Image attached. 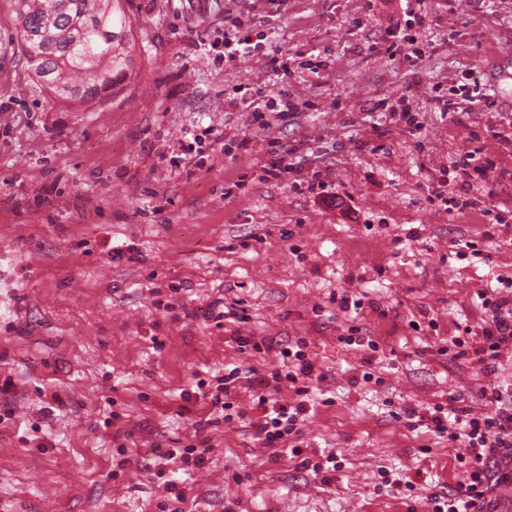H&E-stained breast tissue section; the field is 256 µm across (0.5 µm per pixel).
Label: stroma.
<instances>
[{
  "label": "stroma",
  "mask_w": 512,
  "mask_h": 512,
  "mask_svg": "<svg viewBox=\"0 0 512 512\" xmlns=\"http://www.w3.org/2000/svg\"><path fill=\"white\" fill-rule=\"evenodd\" d=\"M403 8L129 0L134 70L102 102L80 106L51 100L30 76L19 22L0 0V512H159L165 492L149 467L201 433L212 445L207 464L175 473L185 512H430L431 495L456 485L461 448L392 412L451 392L471 397L478 378L493 383L438 349L457 324L480 322L478 291L512 278V229L492 228L481 257L455 258L480 216L427 200L478 118L453 122L419 99L417 140L372 108L406 94L413 78L373 51ZM229 10L256 45L234 64L224 61ZM426 10L430 48L418 76L433 84L449 66L474 69L512 121V13L496 0H427ZM275 50L321 54L329 67L292 65L290 85L314 107L268 113L262 129L250 113L226 111L224 97L267 80ZM244 137L249 152L232 150ZM273 143L333 182L331 195L261 179ZM187 150L200 163L191 174L171 163ZM247 171L248 185L225 196ZM341 290L362 296L361 309L330 304ZM218 298L247 322L219 328L198 315ZM430 319L436 329L410 326ZM350 322L383 348L381 383L358 382L364 353L338 340ZM238 334L306 341L326 378L311 390L316 411L301 439L309 455L335 454L338 471L263 447L245 389L241 421L198 431L207 407L181 397L198 373L279 365L272 352L258 362L240 354ZM55 396L61 406L42 416ZM407 480L417 484L411 499Z\"/></svg>",
  "instance_id": "obj_1"
}]
</instances>
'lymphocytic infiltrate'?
<instances>
[{"instance_id":"lymphocytic-infiltrate-1","label":"lymphocytic infiltrate","mask_w":512,"mask_h":512,"mask_svg":"<svg viewBox=\"0 0 512 512\" xmlns=\"http://www.w3.org/2000/svg\"><path fill=\"white\" fill-rule=\"evenodd\" d=\"M424 2L406 0L405 23L387 28L374 48L375 53L412 72L420 69L428 52V43L422 37L426 18L422 10ZM269 65L273 81L234 87L225 100L228 111L250 112L254 124L262 128L268 125L267 113L285 115L298 109L295 93L285 88L291 75L288 61L274 57ZM422 96L446 116L483 115L485 131L512 147V129L502 126L492 94L469 70H450L447 81L415 88L396 100L378 98L374 107L404 114L405 131L416 138L421 134L422 125L415 121L412 111L416 100ZM261 171L264 178L290 179L311 191L327 187L321 172L304 176L301 163L287 160L274 148L267 152ZM504 180L512 181V171L502 168L495 157L480 148H466L455 153L449 165L440 167L431 197L445 210L464 213L477 208L486 223L506 224L512 222V209L500 208L479 195L486 185ZM477 298L483 309L480 324H457L456 335L449 337L439 353L453 361L474 357L480 372L499 374V383L479 386L478 398L474 401H465L462 394L452 392L425 408L404 404L395 414L396 419L405 420L409 428H424L436 438L464 449L458 458L459 481L452 490L432 495V512H490L496 488L512 482V374L506 373L501 362L504 351L512 350V281L505 279L498 288L481 290ZM235 342L240 353L251 357L276 352L282 366L267 374L253 368L245 371L238 365L228 366L198 379L194 396L209 406V415L202 419V426L241 420L243 414L236 407L235 395L240 384H248L259 411L254 425L256 438L267 448L290 447L293 456L299 457L301 466L320 471L323 463L304 457L298 441L302 423L315 409L310 398L311 385L325 378L321 367L309 356L305 342L298 340L276 347L254 336H239ZM285 387L293 390V401L280 399L279 393ZM211 451L205 437L198 443L166 450L152 477L162 483L176 502H185L184 490L166 476L168 462L173 460L200 468L206 464Z\"/></svg>"}]
</instances>
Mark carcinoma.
Masks as SVG:
<instances>
[{"mask_svg":"<svg viewBox=\"0 0 512 512\" xmlns=\"http://www.w3.org/2000/svg\"><path fill=\"white\" fill-rule=\"evenodd\" d=\"M29 70L60 102L89 104L132 73L124 0H13Z\"/></svg>","mask_w":512,"mask_h":512,"instance_id":"carcinoma-1","label":"carcinoma"}]
</instances>
